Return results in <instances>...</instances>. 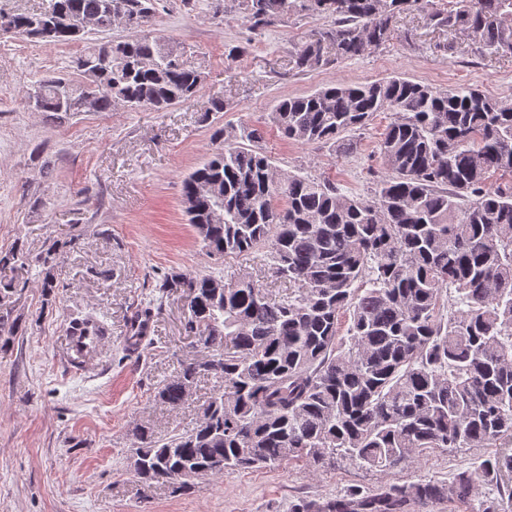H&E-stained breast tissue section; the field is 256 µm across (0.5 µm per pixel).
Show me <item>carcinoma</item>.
<instances>
[{"label":"carcinoma","mask_w":512,"mask_h":512,"mask_svg":"<svg viewBox=\"0 0 512 512\" xmlns=\"http://www.w3.org/2000/svg\"><path fill=\"white\" fill-rule=\"evenodd\" d=\"M159 0H47L50 26L35 41L67 44L87 20L97 39L71 60L77 78L46 76L34 109L163 111L200 90L198 71L163 37L112 38L121 15H152ZM252 30L291 15L325 18L296 66L320 65L323 45L341 59L379 48L392 21L420 11L437 29L468 33L491 54H512V0H232ZM3 34L30 37L32 15L10 12ZM393 120L379 143L385 175L372 198L348 195L330 178L277 169L260 147L264 131L215 130L219 145L182 181V202L207 251L263 252L275 293L248 275L214 284L209 274L173 272L159 284L190 299L184 324L212 354L180 363L157 391L179 408L204 377L220 381L196 425L158 435L137 429L133 474L174 493L195 480L298 462L316 473L346 461L389 472L433 449L512 445V107L477 88H440L394 75L326 84L276 101L282 137L340 144L353 154L377 114ZM499 174L504 181L491 183ZM211 184L220 195L195 193ZM224 209V222L210 221ZM55 247L38 259L44 300L55 298ZM18 249L0 270L24 267ZM348 316L347 328L340 319ZM476 477L454 483L385 485L366 495L301 501L293 512H406L407 505L464 500Z\"/></svg>","instance_id":"1"}]
</instances>
